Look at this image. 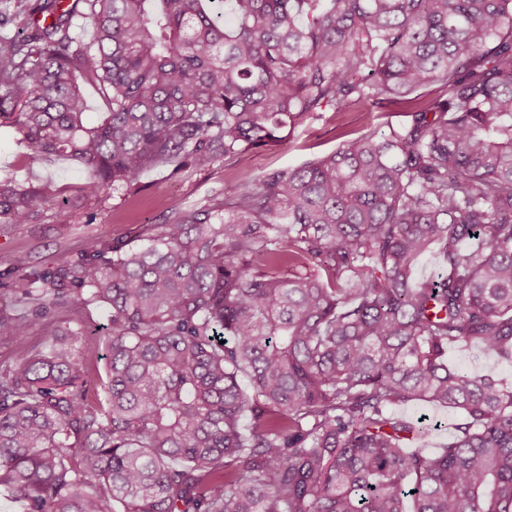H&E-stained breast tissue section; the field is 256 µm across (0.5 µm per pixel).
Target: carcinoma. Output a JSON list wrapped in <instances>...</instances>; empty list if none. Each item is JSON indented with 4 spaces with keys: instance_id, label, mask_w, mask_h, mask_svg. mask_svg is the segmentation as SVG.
<instances>
[{
    "instance_id": "1",
    "label": "carcinoma",
    "mask_w": 512,
    "mask_h": 512,
    "mask_svg": "<svg viewBox=\"0 0 512 512\" xmlns=\"http://www.w3.org/2000/svg\"><path fill=\"white\" fill-rule=\"evenodd\" d=\"M84 5L90 35L73 37ZM0 121L88 196L208 167L332 109L404 120L170 212L145 246L86 243L11 291L112 314L102 393L79 337L0 370V494L24 512H512V0H14ZM52 17L41 24L35 16ZM82 75L107 112L84 116ZM42 202L0 180V224ZM437 277L417 271L431 253ZM248 384H243V381ZM457 415L448 444L397 413ZM448 358L453 364L471 373L494 371L510 378L512 381V363L501 361L481 350L451 347L448 350ZM398 411L413 420L422 419V421L427 424H434L436 421L437 424H439L440 421L442 422V428L432 431V435L429 437L427 445L428 453L437 451V448H440L442 444L446 442L448 437V429L446 428H448V423L453 419V415L448 412V409L435 407L429 404L414 403L400 407ZM444 425H446V427H443Z\"/></svg>"
}]
</instances>
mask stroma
Returning <instances> with one entry per match:
<instances>
[{"mask_svg":"<svg viewBox=\"0 0 512 512\" xmlns=\"http://www.w3.org/2000/svg\"><path fill=\"white\" fill-rule=\"evenodd\" d=\"M400 118L395 106H362L340 113L329 109L288 141L178 175L151 169L130 188L91 197L81 194L85 174L77 162L63 155L30 160L14 130L0 126V179L10 178L46 199L39 206L34 223L15 224L0 232V317L32 310L31 305L3 291L4 286L20 276L13 264L17 253H26L31 268L43 271L76 259L91 238L106 244H141L157 233L170 210L218 203L241 191L255 177L298 165L310 154L335 150L342 141V133H353L368 125L381 131L387 122ZM109 325L110 317L104 307L78 300L32 320L28 340L31 345H41L59 327L80 332L102 371L107 361L101 338Z\"/></svg>","mask_w":512,"mask_h":512,"instance_id":"1","label":"stroma"}]
</instances>
